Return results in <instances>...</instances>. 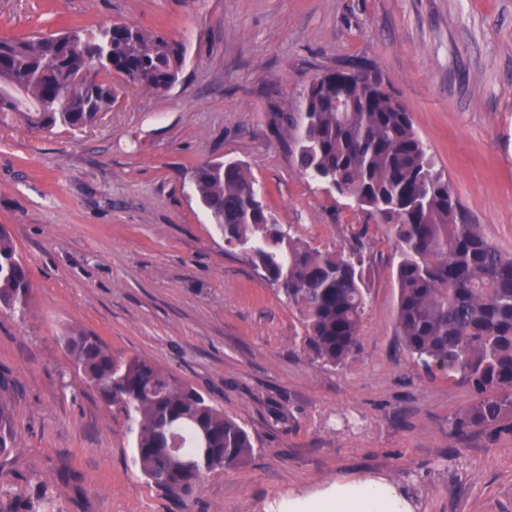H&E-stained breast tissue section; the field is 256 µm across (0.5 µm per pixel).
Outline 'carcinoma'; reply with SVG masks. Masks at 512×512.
<instances>
[{
    "mask_svg": "<svg viewBox=\"0 0 512 512\" xmlns=\"http://www.w3.org/2000/svg\"><path fill=\"white\" fill-rule=\"evenodd\" d=\"M101 75L89 83V54ZM183 44L124 23L54 34L0 36V115L39 131H80L115 103L112 76L163 92L177 81ZM372 69L313 76L298 112L269 126L299 170L390 226L399 253L396 334L422 370L468 385L472 404L448 418V437L512 434V256L489 242L436 170L411 113ZM346 97L348 109H336ZM196 196L224 243L237 249L302 315L304 348L332 367L359 350L369 289L360 250L320 251L276 222L246 165L194 171ZM30 280L0 225V307L24 311ZM62 343L106 405L124 414L134 463L156 487L188 490L253 453L249 431L156 364L112 355L99 337L70 330ZM174 438L179 454L170 450Z\"/></svg>",
    "mask_w": 512,
    "mask_h": 512,
    "instance_id": "obj_1",
    "label": "carcinoma"
}]
</instances>
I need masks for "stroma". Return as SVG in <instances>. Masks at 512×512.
Segmentation results:
<instances>
[{"label": "stroma", "mask_w": 512, "mask_h": 512, "mask_svg": "<svg viewBox=\"0 0 512 512\" xmlns=\"http://www.w3.org/2000/svg\"><path fill=\"white\" fill-rule=\"evenodd\" d=\"M115 22L183 44L174 86L113 77L117 103L80 132L0 116V225L31 282L24 312L0 309L14 382L0 390V486L58 512H276L288 495L382 476L414 512H512V435L451 443L448 418L474 392L399 346L389 226L301 174L269 128L316 72L371 61L472 222L512 254V0H0V36ZM227 158L312 247L360 248L370 298L345 366L303 350L299 311L199 204L193 169ZM76 328L211 396L253 455L186 492L150 484L124 416L59 342Z\"/></svg>", "instance_id": "35a3bbf8"}]
</instances>
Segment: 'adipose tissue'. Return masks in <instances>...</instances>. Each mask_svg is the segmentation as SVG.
Instances as JSON below:
<instances>
[{
  "label": "adipose tissue",
  "mask_w": 512,
  "mask_h": 512,
  "mask_svg": "<svg viewBox=\"0 0 512 512\" xmlns=\"http://www.w3.org/2000/svg\"><path fill=\"white\" fill-rule=\"evenodd\" d=\"M279 512H412L405 493L383 479L336 482L309 496H291Z\"/></svg>",
  "instance_id": "obj_1"
}]
</instances>
